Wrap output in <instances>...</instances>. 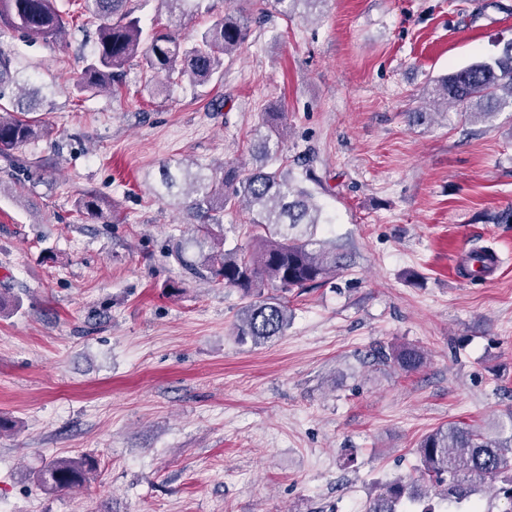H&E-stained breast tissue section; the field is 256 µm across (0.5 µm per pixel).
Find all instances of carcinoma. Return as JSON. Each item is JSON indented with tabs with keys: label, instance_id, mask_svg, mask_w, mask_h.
<instances>
[{
	"label": "carcinoma",
	"instance_id": "cac0c4a2",
	"mask_svg": "<svg viewBox=\"0 0 512 512\" xmlns=\"http://www.w3.org/2000/svg\"><path fill=\"white\" fill-rule=\"evenodd\" d=\"M128 3L82 0L84 14L99 25L96 46L73 78L77 94L116 93L122 70L134 57L161 80L158 91L167 90L175 74L188 77L193 86H204L223 65V56L237 51L250 36L244 14L226 13L187 41L175 24L145 29ZM322 3L274 0L288 11L301 6L313 12ZM68 24L69 13L58 8L57 0H0L1 29L54 41ZM14 73V56L0 49V156L6 159L44 133L41 121L34 117L44 102L39 90L25 98H6L5 87L15 82ZM437 91L438 106L445 115L451 104L464 122L493 118L505 104L504 97L512 98V41L496 57L441 76ZM284 116L269 112L255 129L260 163L248 172L232 163L209 174L199 166L181 168L182 181L191 187L182 206L193 214H206L209 223L201 225L202 232L204 238L215 240V246L199 254L197 261L179 246L171 256L195 274L205 273L214 283L242 291L247 302L234 328L241 344L260 346L284 335L290 322L285 294L323 283L341 268L336 248L315 238L314 229L327 220L313 194L287 168L268 167L279 151ZM233 202L242 203L251 213L250 224L257 229L256 245L251 249L224 247L220 215ZM105 207V200L92 193L75 200L77 214L85 218H104ZM377 359L410 374L424 365L426 356L416 345L399 344L378 352ZM417 455L418 476L383 485L369 498L366 512H415L411 505L426 497L425 487L447 502L459 503L488 480L498 483L497 496L507 501L503 512H512V410L506 419L496 418L477 429L454 423L439 427L419 441ZM96 470V461L86 456L56 458L38 473L37 482L46 490L63 491L89 482Z\"/></svg>",
	"mask_w": 512,
	"mask_h": 512
}]
</instances>
